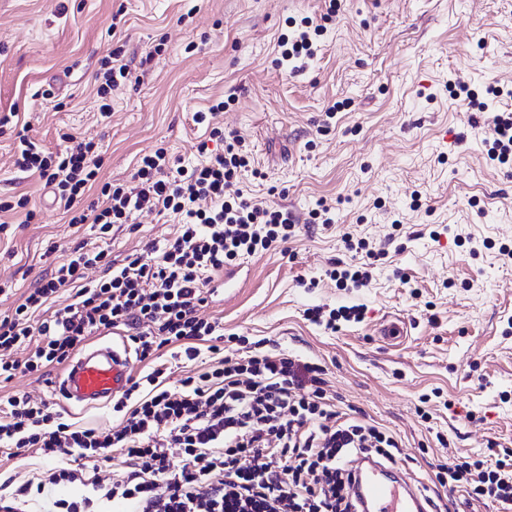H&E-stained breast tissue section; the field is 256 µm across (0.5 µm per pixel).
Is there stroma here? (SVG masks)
Returning a JSON list of instances; mask_svg holds the SVG:
<instances>
[{
  "instance_id": "35a3bbf8",
  "label": "stroma",
  "mask_w": 512,
  "mask_h": 512,
  "mask_svg": "<svg viewBox=\"0 0 512 512\" xmlns=\"http://www.w3.org/2000/svg\"><path fill=\"white\" fill-rule=\"evenodd\" d=\"M325 11V0H0V115L19 117L0 126V197L27 196L36 213L7 215L0 233V282L13 286L0 315L70 248L98 244L14 166L19 134L49 152L65 149L67 130L94 141L99 181H122L159 147L201 161L209 132L193 115L226 101L216 121L252 151L240 180L255 200L301 220L324 203L335 222L231 267L230 295L203 316L323 365L339 408L395 433V469L423 485L453 458L512 450V258L500 253L512 248V169L486 157L489 116L448 91L512 87V0H344L315 56L296 69L279 59L286 20ZM115 48L133 78L104 120L101 62ZM179 231L174 216L144 213L106 246L119 261ZM346 233L383 251L358 291L324 276L349 260ZM352 305L363 320L333 332L304 316ZM394 318L405 334L383 341L378 328ZM59 372L17 374L0 394L62 404Z\"/></svg>"
}]
</instances>
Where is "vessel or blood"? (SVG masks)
Segmentation results:
<instances>
[{
  "label": "vessel or blood",
  "instance_id": "b4317fda",
  "mask_svg": "<svg viewBox=\"0 0 512 512\" xmlns=\"http://www.w3.org/2000/svg\"><path fill=\"white\" fill-rule=\"evenodd\" d=\"M131 369L126 351L101 344L76 357L60 391L66 401L83 404L111 400L126 390ZM380 464L361 459L352 468L350 492L362 512H429L428 500L409 480L380 477Z\"/></svg>",
  "mask_w": 512,
  "mask_h": 512
}]
</instances>
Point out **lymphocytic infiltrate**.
<instances>
[{
    "label": "lymphocytic infiltrate",
    "instance_id": "lymphocytic-infiltrate-1",
    "mask_svg": "<svg viewBox=\"0 0 512 512\" xmlns=\"http://www.w3.org/2000/svg\"><path fill=\"white\" fill-rule=\"evenodd\" d=\"M210 135L222 149L202 163L173 166L160 148L141 158L131 184L99 185L102 201L90 216L78 205L97 185L95 144L66 132V149L47 153L21 138L17 167L38 175L70 223H91L100 241L143 211L174 214L183 230L119 261L101 246H77L0 318V381L62 364L111 331L125 333L148 365L113 406L122 415L116 430L76 427L25 393L1 402L0 447L14 457L32 449L56 465L33 483H1L0 512H29L37 496L65 484L85 487L84 497L53 499L47 512H109L116 503L125 512H358L349 462L399 454L394 434L338 410L321 365L267 339L244 356L219 347L224 328L201 311L218 296L225 267L280 249L298 222L286 209L252 203L241 188L250 160L238 135L219 127ZM96 268L102 277L88 280ZM65 286L75 290L72 303L41 319ZM207 340L212 365L167 386L158 350L171 346L193 361ZM173 448L183 465L173 464ZM116 452L133 466L108 482L63 463L73 454L108 462ZM435 479L512 512L510 452L449 462Z\"/></svg>",
    "mask_w": 512,
    "mask_h": 512
}]
</instances>
